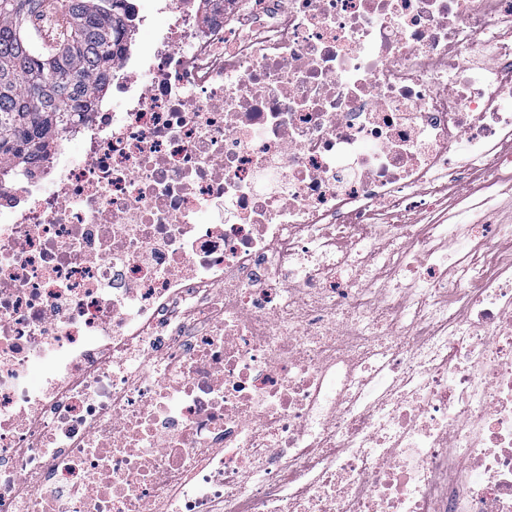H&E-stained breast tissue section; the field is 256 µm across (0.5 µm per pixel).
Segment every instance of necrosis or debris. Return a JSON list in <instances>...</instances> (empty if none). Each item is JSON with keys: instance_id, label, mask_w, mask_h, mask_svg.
<instances>
[{"instance_id": "1", "label": "necrosis or debris", "mask_w": 512, "mask_h": 512, "mask_svg": "<svg viewBox=\"0 0 512 512\" xmlns=\"http://www.w3.org/2000/svg\"><path fill=\"white\" fill-rule=\"evenodd\" d=\"M164 9L0 162V512H512V0Z\"/></svg>"}]
</instances>
